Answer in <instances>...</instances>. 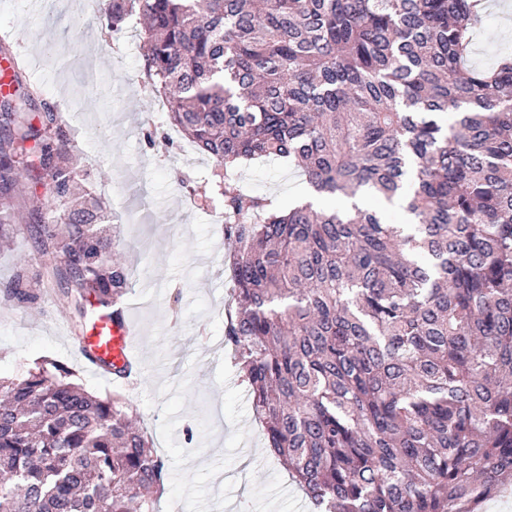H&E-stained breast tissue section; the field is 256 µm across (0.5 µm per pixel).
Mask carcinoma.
Wrapping results in <instances>:
<instances>
[{
	"mask_svg": "<svg viewBox=\"0 0 512 512\" xmlns=\"http://www.w3.org/2000/svg\"><path fill=\"white\" fill-rule=\"evenodd\" d=\"M167 123L224 172L234 304L224 344L266 447L315 512H480L512 487V59L464 69L482 0H110ZM0 209L17 157L42 189L41 254L84 326L129 288L57 113L4 96ZM276 157L288 209L233 170ZM358 196L399 201L393 225ZM8 296L37 298L19 273ZM43 358L0 377V512H156L165 464L137 410Z\"/></svg>",
	"mask_w": 512,
	"mask_h": 512,
	"instance_id": "carcinoma-1",
	"label": "carcinoma"
}]
</instances>
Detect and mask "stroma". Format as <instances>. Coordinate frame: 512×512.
<instances>
[{"mask_svg": "<svg viewBox=\"0 0 512 512\" xmlns=\"http://www.w3.org/2000/svg\"><path fill=\"white\" fill-rule=\"evenodd\" d=\"M486 5L468 58L479 68L512 54V0ZM104 21L93 0H39L35 12L29 0H0V31L11 34L28 62L22 80L42 87L30 114L52 108L76 115L72 153L109 223L122 229L127 303L142 331V378L125 394L168 468L159 512H311L266 448L224 347L228 243L217 210L200 199L213 162L166 125L143 73L136 29L125 23L110 34ZM153 130L166 134L171 148H149ZM239 180L247 192L285 205L310 194L303 175L275 158L251 162ZM35 192L21 180L14 209L0 212V222L14 227L11 249L0 250V376L25 378L37 359L50 357L68 364L91 393L109 395L116 381L82 363L70 310L56 292L41 291L27 304L3 297L17 270L42 272L39 223L30 209ZM190 423L196 438L189 443Z\"/></svg>", "mask_w": 512, "mask_h": 512, "instance_id": "1", "label": "stroma"}]
</instances>
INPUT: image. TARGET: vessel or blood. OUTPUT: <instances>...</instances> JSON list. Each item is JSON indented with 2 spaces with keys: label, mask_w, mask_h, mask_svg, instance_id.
Returning <instances> with one entry per match:
<instances>
[{
  "label": "vessel or blood",
  "mask_w": 512,
  "mask_h": 512,
  "mask_svg": "<svg viewBox=\"0 0 512 512\" xmlns=\"http://www.w3.org/2000/svg\"><path fill=\"white\" fill-rule=\"evenodd\" d=\"M139 335V327L132 319L116 322L109 313H94L79 342L82 361L95 371L100 370L105 360L119 366L130 363Z\"/></svg>",
  "instance_id": "obj_1"
}]
</instances>
